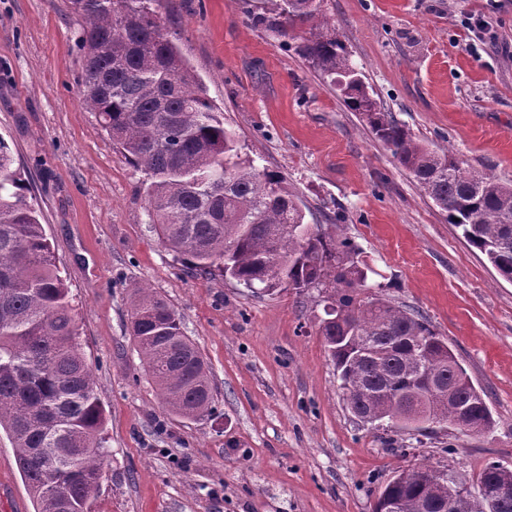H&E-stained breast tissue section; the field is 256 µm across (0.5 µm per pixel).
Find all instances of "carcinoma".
I'll return each instance as SVG.
<instances>
[{"mask_svg":"<svg viewBox=\"0 0 512 512\" xmlns=\"http://www.w3.org/2000/svg\"><path fill=\"white\" fill-rule=\"evenodd\" d=\"M164 0H69L83 23L79 40L82 103L123 157L147 175L150 223L185 268L229 277L253 293L323 288L320 322L350 410L397 430H411L426 406L445 424L472 434L493 419L448 343L428 320L380 297H360L364 272L356 250L305 222L299 199L276 171L259 169L238 134L209 99L178 46L180 32L165 25ZM250 20L298 39L301 56L341 92L348 110L445 213L461 237L512 282V184L466 167L450 151L424 145L370 95L344 45L311 0H262ZM29 187L0 137V430L16 450L34 512H57L46 492L47 472L31 454L50 448L60 466L69 512H91L109 455L101 433L104 410L80 351L75 309L56 265ZM131 337L168 412L196 418L212 412L211 371L185 335L177 313L155 291L132 288ZM448 380L459 404L434 394ZM417 467L380 489L373 512L387 499L399 512H487L488 490L504 474L489 462L477 490L430 482Z\"/></svg>","mask_w":512,"mask_h":512,"instance_id":"cac0c4a2","label":"carcinoma"}]
</instances>
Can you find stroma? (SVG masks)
Masks as SVG:
<instances>
[{"label":"stroma","mask_w":512,"mask_h":512,"mask_svg":"<svg viewBox=\"0 0 512 512\" xmlns=\"http://www.w3.org/2000/svg\"><path fill=\"white\" fill-rule=\"evenodd\" d=\"M484 0H322L372 97L433 149L512 184V0L469 48ZM180 50L256 165L279 172L308 223L350 238L370 293L421 313L486 395L494 425L414 435L348 408L319 332L324 295L257 296L190 273L150 224L145 175L82 104L80 24L67 0H0V137L75 307L104 409L109 465L94 512H371L401 471L475 486L512 466V282L417 186L336 87L241 0H164ZM180 313L212 372V415L164 408L129 335L131 287ZM0 512H34L0 433Z\"/></svg>","instance_id":"35a3bbf8"}]
</instances>
